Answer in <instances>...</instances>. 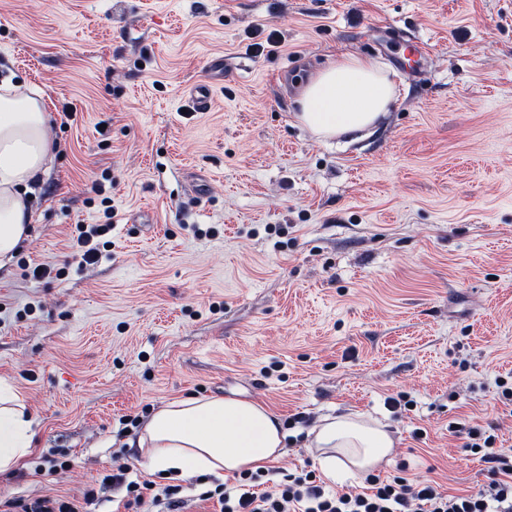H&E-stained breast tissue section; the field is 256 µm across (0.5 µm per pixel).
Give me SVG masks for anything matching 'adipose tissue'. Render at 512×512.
<instances>
[{"instance_id":"1","label":"adipose tissue","mask_w":512,"mask_h":512,"mask_svg":"<svg viewBox=\"0 0 512 512\" xmlns=\"http://www.w3.org/2000/svg\"><path fill=\"white\" fill-rule=\"evenodd\" d=\"M395 86L379 62L344 54L318 71L298 99V121L318 137L358 142L385 118ZM40 92L0 89V267L29 240L30 195L54 161ZM38 419L8 379L0 378V474L29 454ZM288 436L278 416L237 397H189L166 404L145 422L136 446L150 473L224 477L253 472L282 456ZM330 480L372 470L394 441L378 420L346 413L320 418L305 431Z\"/></svg>"}]
</instances>
